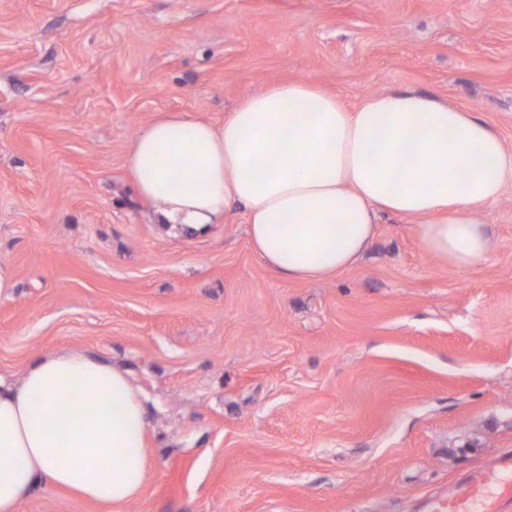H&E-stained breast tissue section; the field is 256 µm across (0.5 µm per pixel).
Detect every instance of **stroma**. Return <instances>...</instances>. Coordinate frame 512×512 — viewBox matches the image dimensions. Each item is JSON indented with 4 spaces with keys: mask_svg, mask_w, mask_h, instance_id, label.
<instances>
[{
    "mask_svg": "<svg viewBox=\"0 0 512 512\" xmlns=\"http://www.w3.org/2000/svg\"><path fill=\"white\" fill-rule=\"evenodd\" d=\"M304 80L412 88L512 146V0H0V377L77 350L127 370L153 467L123 512H424L512 449V183L489 262L386 215L349 271L283 281L246 212L161 231L133 137ZM19 512H105L51 486Z\"/></svg>",
    "mask_w": 512,
    "mask_h": 512,
    "instance_id": "1",
    "label": "stroma"
}]
</instances>
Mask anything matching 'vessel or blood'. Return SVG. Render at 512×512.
<instances>
[{"mask_svg": "<svg viewBox=\"0 0 512 512\" xmlns=\"http://www.w3.org/2000/svg\"><path fill=\"white\" fill-rule=\"evenodd\" d=\"M512 504V452L469 470L448 487L444 506L430 512H503Z\"/></svg>", "mask_w": 512, "mask_h": 512, "instance_id": "vessel-or-blood-1", "label": "vessel or blood"}]
</instances>
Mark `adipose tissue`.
<instances>
[{
  "mask_svg": "<svg viewBox=\"0 0 512 512\" xmlns=\"http://www.w3.org/2000/svg\"><path fill=\"white\" fill-rule=\"evenodd\" d=\"M127 163L164 230L244 206L254 254L286 281L352 269L384 213L423 217V250L450 269L483 264L492 243L477 215L512 182V149L476 113L407 88L348 107L300 80L246 95L220 124L162 114ZM147 425L124 371L78 351L40 355L19 388L0 386V512L42 485L122 512L153 465Z\"/></svg>",
  "mask_w": 512,
  "mask_h": 512,
  "instance_id": "obj_1",
  "label": "adipose tissue"
}]
</instances>
